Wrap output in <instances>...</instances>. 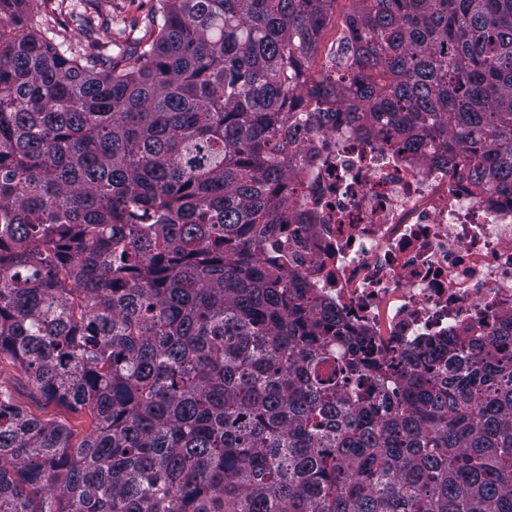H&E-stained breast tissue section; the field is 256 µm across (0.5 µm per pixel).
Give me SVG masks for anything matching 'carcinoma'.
<instances>
[{"label": "carcinoma", "mask_w": 512, "mask_h": 512, "mask_svg": "<svg viewBox=\"0 0 512 512\" xmlns=\"http://www.w3.org/2000/svg\"><path fill=\"white\" fill-rule=\"evenodd\" d=\"M335 0H151L115 55L0 0V512H512V333L372 355L255 252ZM320 99L512 194V0H355ZM341 342V362L332 344ZM0 382L14 389L19 400L29 408L35 416L43 419H63L74 425V428L78 430L87 429L88 425L85 420L82 426L79 424L82 419L78 415L68 414L57 408L54 404H47L44 401H40L39 403L31 401L29 398L30 386L27 381V376L19 368L12 365H2L0 367Z\"/></svg>", "instance_id": "obj_1"}]
</instances>
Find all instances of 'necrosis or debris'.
Returning a JSON list of instances; mask_svg holds the SVG:
<instances>
[{"label": "necrosis or debris", "mask_w": 512, "mask_h": 512, "mask_svg": "<svg viewBox=\"0 0 512 512\" xmlns=\"http://www.w3.org/2000/svg\"><path fill=\"white\" fill-rule=\"evenodd\" d=\"M340 25L310 75L290 79L302 135L292 147L278 223L256 225L265 259L291 287L338 314L392 358L430 339L480 338L512 321V197L475 191L435 143L349 119L326 101L312 128L316 79L346 73Z\"/></svg>", "instance_id": "obj_1"}]
</instances>
